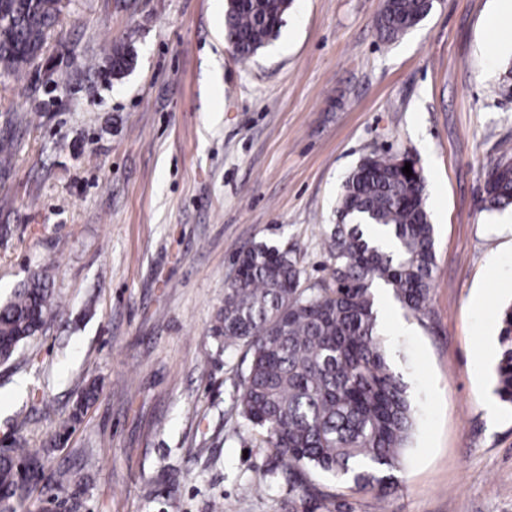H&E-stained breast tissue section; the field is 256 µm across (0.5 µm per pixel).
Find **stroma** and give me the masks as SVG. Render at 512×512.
Wrapping results in <instances>:
<instances>
[{"instance_id": "obj_1", "label": "stroma", "mask_w": 512, "mask_h": 512, "mask_svg": "<svg viewBox=\"0 0 512 512\" xmlns=\"http://www.w3.org/2000/svg\"><path fill=\"white\" fill-rule=\"evenodd\" d=\"M384 4L293 0L243 63L225 0H62L24 79L0 75V297L43 269L57 306L0 365V443L43 473L17 512H49L61 474L80 512H296L236 412L245 352L212 327L245 245L294 250L303 284L326 276L342 183L374 152L417 160L436 261L427 314L386 340L416 415L399 484L348 505L512 512L494 393L512 209L483 203L512 148V46L490 47L498 0H434L393 42ZM116 45L134 56L121 75Z\"/></svg>"}]
</instances>
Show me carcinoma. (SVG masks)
Instances as JSON below:
<instances>
[{
	"mask_svg": "<svg viewBox=\"0 0 512 512\" xmlns=\"http://www.w3.org/2000/svg\"><path fill=\"white\" fill-rule=\"evenodd\" d=\"M61 0H0V69L17 78L40 56L61 12ZM292 0H227L225 37L247 60L278 35ZM429 14L428 0H386L381 38L394 41ZM132 60L112 47V73ZM411 164L412 175L402 172ZM485 207H512V157L486 176ZM328 234L329 277L304 287L296 254L274 245L242 248L237 274L224 289L213 335L224 352L247 348L237 407L243 422L272 448L308 496L311 477L331 475L353 493L387 497L403 469L415 411L401 373L392 366L378 323L373 285L384 282L401 308L428 311L435 232L425 204L424 177L407 155L370 154L347 176ZM54 312L48 275L32 274L0 304V363L42 330ZM506 345L495 394L512 406V307L501 316ZM34 470L23 448L0 453V512H15Z\"/></svg>",
	"mask_w": 512,
	"mask_h": 512,
	"instance_id": "carcinoma-1",
	"label": "carcinoma"
}]
</instances>
